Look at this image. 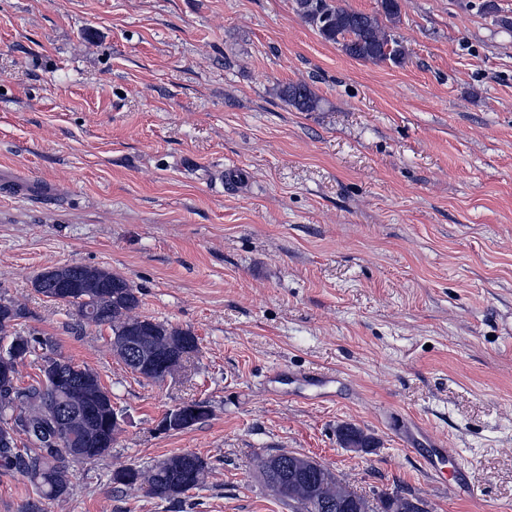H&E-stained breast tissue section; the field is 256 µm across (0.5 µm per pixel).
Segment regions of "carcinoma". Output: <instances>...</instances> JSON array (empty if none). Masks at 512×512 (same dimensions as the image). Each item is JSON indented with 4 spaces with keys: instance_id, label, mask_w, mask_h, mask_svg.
I'll list each match as a JSON object with an SVG mask.
<instances>
[{
    "instance_id": "obj_1",
    "label": "carcinoma",
    "mask_w": 512,
    "mask_h": 512,
    "mask_svg": "<svg viewBox=\"0 0 512 512\" xmlns=\"http://www.w3.org/2000/svg\"><path fill=\"white\" fill-rule=\"evenodd\" d=\"M298 15L320 36L341 46L346 55L362 61L400 62L399 41L381 19L393 21L399 13L398 0H379V12L366 14L344 7L336 0H295ZM281 98L299 112H315L321 99L306 83L288 84ZM63 275L75 280L74 288H60L53 278L42 281L34 291L74 308L76 315L97 325H106L114 336H123L144 322L136 314L139 290L123 276L81 264L62 266ZM27 317L25 305L0 298V340L10 339L16 352L0 350V469L25 476L36 494L58 500L70 494L72 464L98 459L112 449L120 426L114 423L110 392L97 372L64 360L63 370L74 384L58 385L47 373L38 385L16 384L18 360L43 350L42 359L55 353L51 336H24L17 332ZM150 346L158 352L162 374L179 372L183 362L198 353L199 342L189 330L167 323L156 324ZM209 415L204 402L186 406V427ZM346 448L367 451L376 446L373 436L350 424L337 430ZM280 462L283 487L277 496L296 512H423L418 499L398 490L391 497L370 500L352 491L327 466L312 457L279 452L259 460L258 471L272 470ZM210 472L207 459L195 453L164 458L149 467L125 466L112 472V483L137 486L148 496L177 501L184 490L200 488Z\"/></svg>"
}]
</instances>
